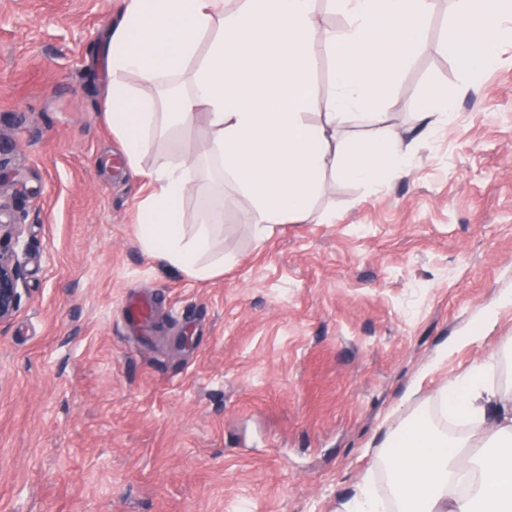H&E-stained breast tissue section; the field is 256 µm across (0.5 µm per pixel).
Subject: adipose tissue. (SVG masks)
I'll return each mask as SVG.
<instances>
[{
  "mask_svg": "<svg viewBox=\"0 0 512 512\" xmlns=\"http://www.w3.org/2000/svg\"><path fill=\"white\" fill-rule=\"evenodd\" d=\"M332 2L346 24L325 35L336 61L320 100L306 78L318 0H243L230 15L220 0H131L103 44L112 76L105 120L129 167L204 111L205 154L249 197L245 222L258 242L276 225L311 217L327 172L370 186L406 173L409 152L383 134L386 114L374 102L423 42L433 0ZM507 39L512 0H483L458 16L445 48L479 71L497 61ZM190 63L187 92L158 103L136 94L135 84L159 86ZM354 120L377 135L351 146L337 142V128ZM180 152L181 159H163L150 172L153 189L140 206L137 236L148 253L209 279L224 270L223 212L200 210L186 228L183 203L196 187L197 162L189 146ZM493 367L485 360L438 393L446 411L469 422L466 437L421 415L400 424L381 445L388 496L362 485L343 512H385L390 499L398 512H512V394L491 384ZM461 483L467 492H456Z\"/></svg>",
  "mask_w": 512,
  "mask_h": 512,
  "instance_id": "adipose-tissue-1",
  "label": "adipose tissue"
}]
</instances>
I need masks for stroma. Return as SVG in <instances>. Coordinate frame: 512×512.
Masks as SVG:
<instances>
[{"mask_svg":"<svg viewBox=\"0 0 512 512\" xmlns=\"http://www.w3.org/2000/svg\"><path fill=\"white\" fill-rule=\"evenodd\" d=\"M127 0H0V242L22 262L0 325V512H339L386 491L389 429L424 415L462 436L438 391L496 357L512 393V45L473 72L443 47L457 0H435L425 39L387 95L386 132L412 166L366 186L327 173L325 223L242 222L224 183V272L197 280L147 253L146 176L204 116L132 173L103 114L100 49ZM320 0L307 75L325 96ZM456 99L417 137L418 104ZM157 310L123 328L129 292ZM185 312V323L169 308ZM386 499L369 484H363L342 504V512H384Z\"/></svg>","mask_w":512,"mask_h":512,"instance_id":"stroma-1","label":"stroma"}]
</instances>
